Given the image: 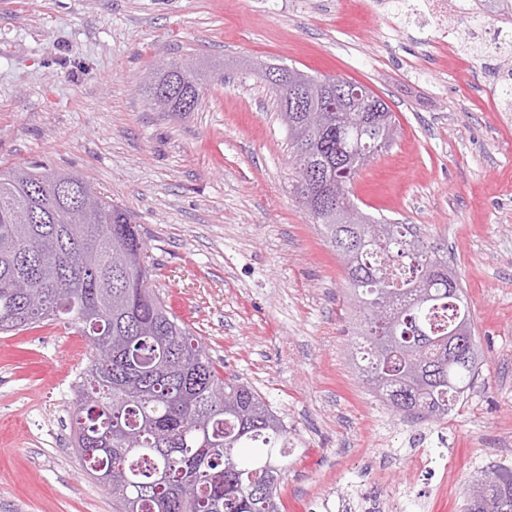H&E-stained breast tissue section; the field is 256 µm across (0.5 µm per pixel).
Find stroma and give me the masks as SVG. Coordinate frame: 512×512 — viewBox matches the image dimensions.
<instances>
[{"instance_id": "stroma-1", "label": "stroma", "mask_w": 512, "mask_h": 512, "mask_svg": "<svg viewBox=\"0 0 512 512\" xmlns=\"http://www.w3.org/2000/svg\"><path fill=\"white\" fill-rule=\"evenodd\" d=\"M378 0H0V165L73 171L136 217L151 287L217 366L294 436L286 512H463L512 468V108L506 61H449L440 31L395 27ZM207 62L199 108L156 112L145 75ZM342 76L398 134L353 183L362 212L448 250L482 362L448 417L404 420L352 360L339 257L294 192L288 134L260 67ZM84 336L0 334V512H114L70 449ZM448 475L411 467L416 450Z\"/></svg>"}]
</instances>
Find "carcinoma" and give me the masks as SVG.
Here are the masks:
<instances>
[{"label":"carcinoma","instance_id":"1","mask_svg":"<svg viewBox=\"0 0 512 512\" xmlns=\"http://www.w3.org/2000/svg\"><path fill=\"white\" fill-rule=\"evenodd\" d=\"M145 92L162 112L184 97L201 102L196 71L166 64ZM337 106L327 125L288 132L296 165L320 174L296 191L304 209L338 248L336 218L309 196L349 205L352 182L368 163L342 167L337 151L350 133L386 149L392 112ZM83 178L38 165L0 169V333L45 321L79 328L91 348L71 412L72 445L93 478L112 473L117 512H280L277 485L291 431L248 383L220 375L202 343L162 298L141 284L151 271L134 263L144 240L134 216L102 193L74 213L57 179ZM355 257L345 268L356 308V338L370 356L366 383L403 418L448 416L478 377L476 339L468 364L448 371V332L475 333L469 301L443 247L424 242L412 224L364 216ZM405 269L400 286L386 278ZM165 474V481L158 480ZM476 480L465 512H512V470Z\"/></svg>","mask_w":512,"mask_h":512}]
</instances>
